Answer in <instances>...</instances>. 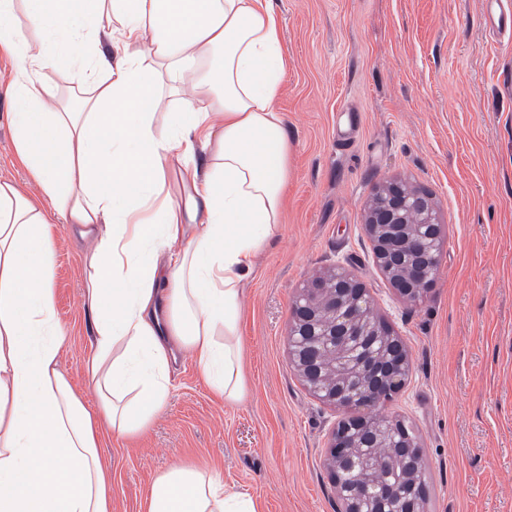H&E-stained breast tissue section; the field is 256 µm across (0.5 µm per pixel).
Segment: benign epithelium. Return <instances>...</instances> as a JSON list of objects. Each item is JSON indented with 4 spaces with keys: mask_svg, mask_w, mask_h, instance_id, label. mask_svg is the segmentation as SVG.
Segmentation results:
<instances>
[{
    "mask_svg": "<svg viewBox=\"0 0 512 512\" xmlns=\"http://www.w3.org/2000/svg\"><path fill=\"white\" fill-rule=\"evenodd\" d=\"M364 230L377 267L405 301L431 289L447 246L432 196L401 179L376 190ZM289 367L307 391L341 412L324 465L340 512H424L419 438L381 411L410 373L406 345L375 310L365 286L337 267L307 278L288 321Z\"/></svg>",
    "mask_w": 512,
    "mask_h": 512,
    "instance_id": "7a95c632",
    "label": "benign epithelium"
}]
</instances>
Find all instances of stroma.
Returning a JSON list of instances; mask_svg holds the SVG:
<instances>
[{
	"mask_svg": "<svg viewBox=\"0 0 512 512\" xmlns=\"http://www.w3.org/2000/svg\"><path fill=\"white\" fill-rule=\"evenodd\" d=\"M288 72L278 97L288 131L282 229L244 280L245 400L217 397L189 355L149 429L103 438L112 512H140L156 477L205 463L262 512H338L324 467L336 410L288 363L296 289L342 266L406 343L411 371L386 406L424 454L425 512H512V38L479 0H275ZM0 55V179L39 188L17 160ZM349 105L357 124L338 108ZM348 137L350 149L336 144ZM401 176L430 193L447 229L440 275L416 304L373 261L365 206ZM86 244L57 224L52 286L67 331L60 367L86 389L94 326L83 305Z\"/></svg>",
	"mask_w": 512,
	"mask_h": 512,
	"instance_id": "1",
	"label": "stroma"
}]
</instances>
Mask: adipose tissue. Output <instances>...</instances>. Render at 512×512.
I'll use <instances>...</instances> for the list:
<instances>
[{"instance_id": "adipose-tissue-1", "label": "adipose tissue", "mask_w": 512, "mask_h": 512, "mask_svg": "<svg viewBox=\"0 0 512 512\" xmlns=\"http://www.w3.org/2000/svg\"><path fill=\"white\" fill-rule=\"evenodd\" d=\"M0 51L16 156L42 192L0 180V512H112L102 432L154 422L176 353L225 403L245 397L242 283L288 182L281 29L273 0H0ZM52 66L79 71L77 101L41 82ZM54 216L92 242L93 411L59 368ZM141 512L259 507L198 463L161 473Z\"/></svg>"}]
</instances>
